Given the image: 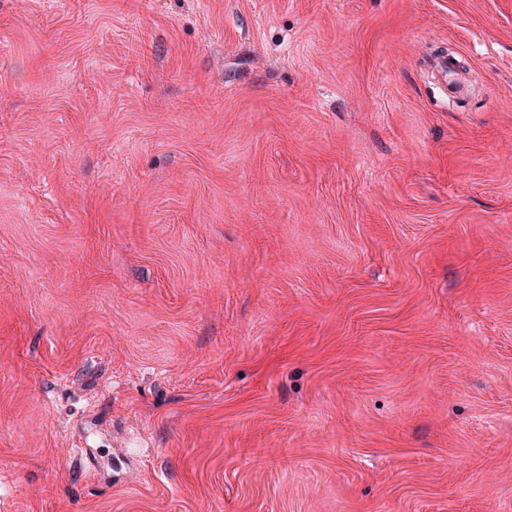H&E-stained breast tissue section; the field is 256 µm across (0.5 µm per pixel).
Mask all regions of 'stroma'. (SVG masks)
I'll use <instances>...</instances> for the list:
<instances>
[{"label": "stroma", "instance_id": "stroma-1", "mask_svg": "<svg viewBox=\"0 0 512 512\" xmlns=\"http://www.w3.org/2000/svg\"><path fill=\"white\" fill-rule=\"evenodd\" d=\"M0 512H512V0H0Z\"/></svg>", "mask_w": 512, "mask_h": 512}]
</instances>
